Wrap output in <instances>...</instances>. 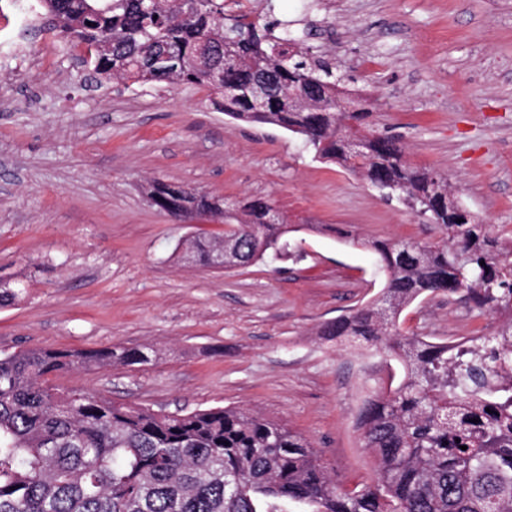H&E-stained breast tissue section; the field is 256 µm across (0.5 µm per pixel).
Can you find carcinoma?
I'll return each mask as SVG.
<instances>
[{
	"mask_svg": "<svg viewBox=\"0 0 512 512\" xmlns=\"http://www.w3.org/2000/svg\"><path fill=\"white\" fill-rule=\"evenodd\" d=\"M40 2L58 38L93 49L82 60L91 81L205 86L224 115L298 135L317 160L415 202L445 237L372 242L387 277L380 298L321 331L362 338L401 365L397 384L373 392L360 413L374 484L340 488L303 436L255 412L171 415L51 383L69 370L143 362L138 348H36L0 351V512H287L290 502L313 512H512V237L467 218L448 179L409 163L398 138L361 129L368 113L346 93L347 74L277 19L241 14L227 25L224 0ZM260 74L270 82L261 107ZM184 193L150 190L177 217L183 200L216 208ZM294 231L261 198L224 211V269L292 256L285 236ZM216 245L195 239L190 251L209 267ZM447 292L508 319L465 347L398 331L421 295Z\"/></svg>",
	"mask_w": 512,
	"mask_h": 512,
	"instance_id": "carcinoma-1",
	"label": "carcinoma"
}]
</instances>
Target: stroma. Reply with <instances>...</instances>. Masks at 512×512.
<instances>
[{"label":"stroma","mask_w":512,"mask_h":512,"mask_svg":"<svg viewBox=\"0 0 512 512\" xmlns=\"http://www.w3.org/2000/svg\"><path fill=\"white\" fill-rule=\"evenodd\" d=\"M239 1L353 69L374 128L447 175L492 234H512V0H224L225 10ZM7 36L17 50L0 57V281L27 288L0 308V350L140 348L146 362L56 382L165 413L252 410L305 437L342 488L373 484L357 418L390 370L320 330L380 295L371 241L436 242L440 227L315 160L298 136L225 116L208 88H91L87 45ZM155 183L226 207L267 200L299 225V260L230 271L183 260V239L224 226L211 213L176 221L149 202ZM503 321L457 295L417 300L399 318L436 342Z\"/></svg>","instance_id":"stroma-1"}]
</instances>
